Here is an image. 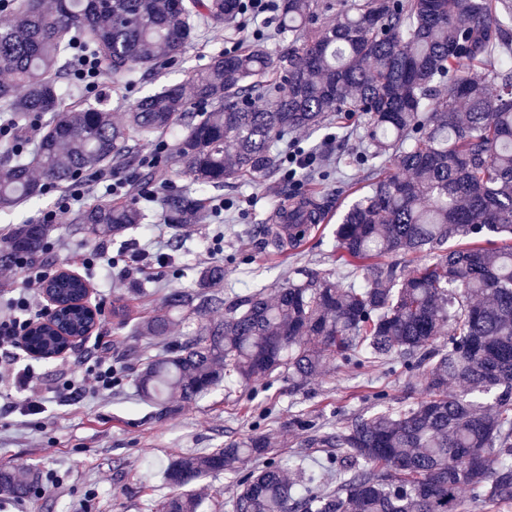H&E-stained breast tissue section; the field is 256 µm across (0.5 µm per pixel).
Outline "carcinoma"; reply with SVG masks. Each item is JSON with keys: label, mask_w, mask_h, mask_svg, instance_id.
I'll return each instance as SVG.
<instances>
[{"label": "carcinoma", "mask_w": 512, "mask_h": 512, "mask_svg": "<svg viewBox=\"0 0 512 512\" xmlns=\"http://www.w3.org/2000/svg\"><path fill=\"white\" fill-rule=\"evenodd\" d=\"M288 49L273 55L264 32L244 51H225L190 79L191 96L167 85L137 98L116 124L99 98L72 101L65 83L81 57L101 77L125 78L175 58L197 38L202 17L248 24L250 0H0V211L49 188L89 181L136 164L139 142L178 136L112 198L92 199L75 223L114 237L144 223L136 199L154 169L172 162L187 180L156 198L160 223L178 230L215 216L209 191L282 167L274 148L286 130L360 113L366 146L352 160L369 191L336 228V248L356 279L336 286L312 271L270 298L261 289L224 296V265L204 267L198 289H172L135 318L138 336L168 339L178 318L197 327L158 356L140 360V398L165 419L176 399L195 400L223 382L263 386L274 375L294 390L326 365L425 378L424 398L393 404L373 394L375 410L333 430L302 424L301 448H327L324 471L275 460L262 435L180 456L163 469L182 487L160 512H204L189 485L233 476L230 512H504L512 507V0H271ZM481 71L483 77L472 76ZM36 124V144L24 135ZM234 150L225 154L226 141ZM307 197L284 198L286 224H264L262 245L280 255L299 245L324 211L316 189L323 170L306 168ZM53 224L22 223L0 242V265L47 253ZM469 244L448 248L450 239ZM415 255L405 270L386 259ZM67 312L62 330L85 336L79 305L85 282L46 281ZM448 337L438 343L443 329ZM53 329L26 349L50 360ZM459 386L448 392V384ZM38 485L0 466V492L28 497Z\"/></svg>", "instance_id": "carcinoma-1"}]
</instances>
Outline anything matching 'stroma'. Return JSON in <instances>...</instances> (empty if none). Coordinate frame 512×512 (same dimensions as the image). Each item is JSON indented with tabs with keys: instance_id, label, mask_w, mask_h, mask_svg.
<instances>
[{
	"instance_id": "obj_1",
	"label": "stroma",
	"mask_w": 512,
	"mask_h": 512,
	"mask_svg": "<svg viewBox=\"0 0 512 512\" xmlns=\"http://www.w3.org/2000/svg\"><path fill=\"white\" fill-rule=\"evenodd\" d=\"M248 40L233 29L200 20L196 41L173 61L152 74H130L123 85L105 82L99 90L114 122H124L129 105L139 96L172 83H188L211 58L228 49H243ZM365 134L363 120L344 124L327 121L296 131L290 142L316 157L335 158L342 142L358 147ZM286 189L279 175L226 183L220 193L224 208L219 219L195 222L188 233L172 240L163 230L159 246L141 260L138 276L143 288L131 294L127 280L104 279L100 269L87 270L93 299L127 301L133 309L158 307L171 289H195L200 270L212 263L224 266L225 292L259 287L275 293L302 269L329 273L343 285L349 269L336 249V227L346 207L367 191L364 172L356 166L331 171L321 186L328 202V218L315 225L291 253L268 254L256 232L270 223ZM73 213L61 214L59 228L51 236L54 266L76 269L79 256L108 248L119 265L130 264L131 250L124 238L98 240L73 233ZM147 341L118 326L111 311H104L95 328L67 353L49 362L33 360L21 352L20 360L36 373L39 396L45 400L42 414L25 416L18 409L19 393L0 389V465L12 466L18 479L36 481L44 491L38 507L26 500L0 494V512H159L161 501L172 494L157 470L180 455L223 447L224 443L257 433L264 435L280 457L294 452L303 432L297 423L305 417L325 427L335 426L349 414L372 409L369 394L382 387L404 403L421 399L422 377L390 376L380 370L355 374L328 365L305 390H293L284 377L268 387L213 389L192 402H183L169 418L159 419L140 401L132 367ZM109 350L126 374L105 397H68L59 390L63 378L78 376L98 350Z\"/></svg>"
}]
</instances>
